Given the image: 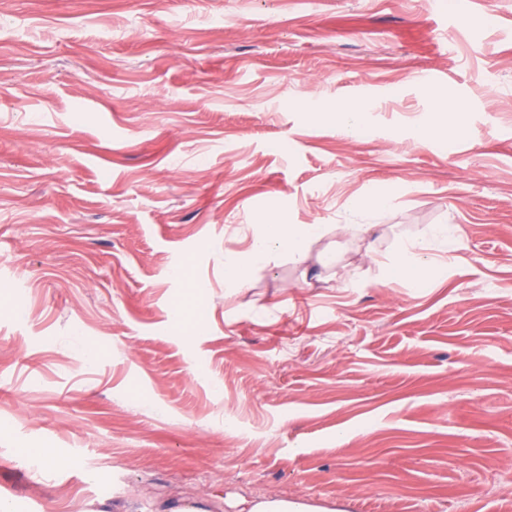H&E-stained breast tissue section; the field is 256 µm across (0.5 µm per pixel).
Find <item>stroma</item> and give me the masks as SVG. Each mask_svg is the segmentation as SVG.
I'll list each match as a JSON object with an SVG mask.
<instances>
[{"instance_id": "obj_1", "label": "stroma", "mask_w": 512, "mask_h": 512, "mask_svg": "<svg viewBox=\"0 0 512 512\" xmlns=\"http://www.w3.org/2000/svg\"><path fill=\"white\" fill-rule=\"evenodd\" d=\"M260 224L324 232L226 284ZM499 486L512 0H5L9 512H501ZM231 507L236 511L229 512H326L325 509L315 508L301 502L288 501V499L280 497L241 499Z\"/></svg>"}]
</instances>
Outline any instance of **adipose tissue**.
Here are the masks:
<instances>
[{
  "label": "adipose tissue",
  "instance_id": "1",
  "mask_svg": "<svg viewBox=\"0 0 512 512\" xmlns=\"http://www.w3.org/2000/svg\"><path fill=\"white\" fill-rule=\"evenodd\" d=\"M323 229L318 224L295 226L288 224H266L255 238L248 256L228 254L224 257V280L230 284L240 283L248 266L261 262L270 252L285 250L293 255H303L308 240L321 237Z\"/></svg>",
  "mask_w": 512,
  "mask_h": 512
}]
</instances>
